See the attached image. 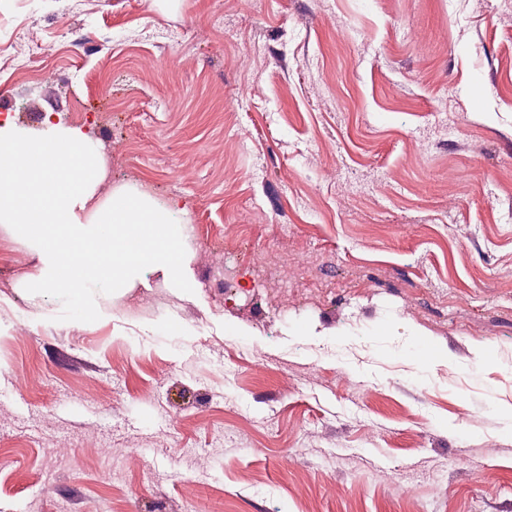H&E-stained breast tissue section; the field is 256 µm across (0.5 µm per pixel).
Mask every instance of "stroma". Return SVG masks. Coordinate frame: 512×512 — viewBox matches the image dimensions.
Instances as JSON below:
<instances>
[{
	"mask_svg": "<svg viewBox=\"0 0 512 512\" xmlns=\"http://www.w3.org/2000/svg\"><path fill=\"white\" fill-rule=\"evenodd\" d=\"M69 3L0 0L54 71L0 62V114L38 136L88 93L114 181L200 239L81 326L0 232V512H512V0ZM282 242L323 297L212 288Z\"/></svg>",
	"mask_w": 512,
	"mask_h": 512,
	"instance_id": "obj_1",
	"label": "stroma"
}]
</instances>
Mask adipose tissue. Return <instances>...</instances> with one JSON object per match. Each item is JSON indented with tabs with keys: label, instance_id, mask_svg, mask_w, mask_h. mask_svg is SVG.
<instances>
[{
	"label": "adipose tissue",
	"instance_id": "adipose-tissue-1",
	"mask_svg": "<svg viewBox=\"0 0 512 512\" xmlns=\"http://www.w3.org/2000/svg\"><path fill=\"white\" fill-rule=\"evenodd\" d=\"M99 167L81 131L51 123L33 139L0 123V223L40 258L27 292L57 297L84 325L98 317L100 293L135 285L147 267L180 281L186 260L171 209L132 191L100 198Z\"/></svg>",
	"mask_w": 512,
	"mask_h": 512
}]
</instances>
